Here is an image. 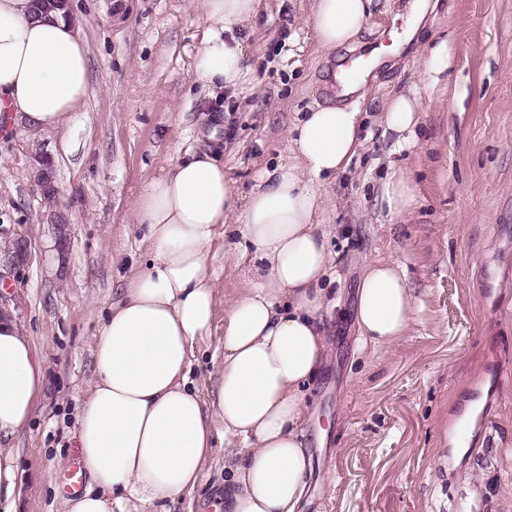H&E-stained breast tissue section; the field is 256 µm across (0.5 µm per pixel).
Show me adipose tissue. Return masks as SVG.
Segmentation results:
<instances>
[{"label": "adipose tissue", "mask_w": 512, "mask_h": 512, "mask_svg": "<svg viewBox=\"0 0 512 512\" xmlns=\"http://www.w3.org/2000/svg\"><path fill=\"white\" fill-rule=\"evenodd\" d=\"M206 29L196 72L231 93L253 64L238 29L261 0H201ZM374 0H313L308 22L327 53L355 42ZM87 45L73 15L32 18L30 0H0V120L63 131L88 92ZM415 91L388 98L382 125L398 145L414 141ZM359 108L317 103L287 130L288 156L262 169L248 194L210 147L151 179L134 204L148 261L125 277L93 335L94 375L75 443L92 485L63 512H156L191 494L216 443L224 445L226 512H300L311 455L305 387L327 349L336 304L323 286L334 265L326 223L328 179L360 145ZM387 216L412 212V182L396 163L379 188ZM226 259L258 262L220 306L209 270L217 237ZM416 298L394 260L367 262L356 290L362 346L388 348L410 331ZM223 327L208 394L190 379L195 347ZM44 368L18 322H0V512H15L19 451L4 446L34 416Z\"/></svg>", "instance_id": "ef3b65f1"}]
</instances>
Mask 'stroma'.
Listing matches in <instances>:
<instances>
[{
  "label": "stroma",
  "instance_id": "1",
  "mask_svg": "<svg viewBox=\"0 0 512 512\" xmlns=\"http://www.w3.org/2000/svg\"><path fill=\"white\" fill-rule=\"evenodd\" d=\"M413 0L375 15L362 44L405 32ZM88 46L89 92L64 132L0 130V235L22 236L27 258L6 295L44 365L32 421L10 440L20 451L19 512H62L59 476L76 461L77 418L93 376L92 336L130 266L143 229L133 206L150 178L215 135L224 169L249 189L286 156L285 129L313 102H332L327 73L346 50L323 53L307 22L311 0H262L240 30L255 64L248 96L207 94L195 73L205 25L198 0H71ZM448 40L452 64L431 80L425 60ZM364 144L330 182L327 221L340 289L329 355L308 388L312 457L303 512H512V0H430L418 34L367 81ZM416 89V142L398 153L415 206L389 220L378 189L394 139L382 103ZM52 154L69 219L58 242L31 177ZM210 257L220 299L251 268ZM399 261L415 290V323L394 347L361 348L355 293L367 259ZM482 390L492 427L466 448L448 430ZM224 454L172 512H211L224 488Z\"/></svg>",
  "mask_w": 512,
  "mask_h": 512
}]
</instances>
